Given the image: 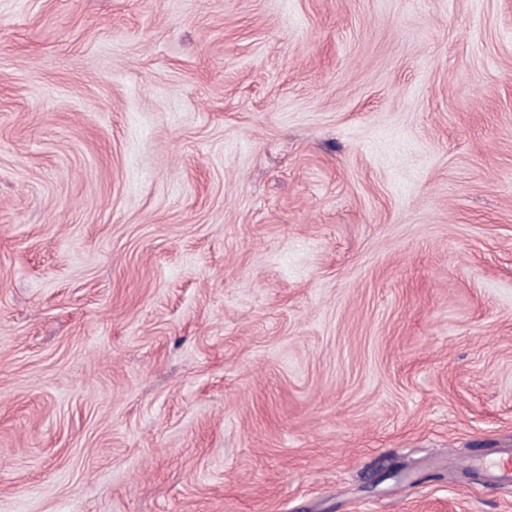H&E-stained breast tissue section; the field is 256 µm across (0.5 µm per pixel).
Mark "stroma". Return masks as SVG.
<instances>
[{"mask_svg": "<svg viewBox=\"0 0 512 512\" xmlns=\"http://www.w3.org/2000/svg\"><path fill=\"white\" fill-rule=\"evenodd\" d=\"M512 0H0V512H512Z\"/></svg>", "mask_w": 512, "mask_h": 512, "instance_id": "obj_1", "label": "stroma"}]
</instances>
